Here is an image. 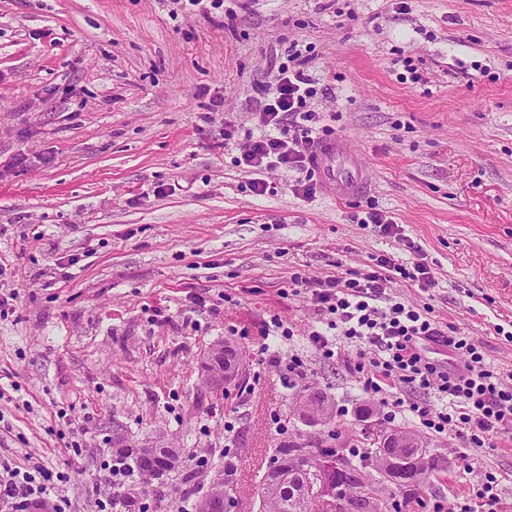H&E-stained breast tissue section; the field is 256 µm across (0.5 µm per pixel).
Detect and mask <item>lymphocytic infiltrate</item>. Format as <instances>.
<instances>
[{
    "mask_svg": "<svg viewBox=\"0 0 512 512\" xmlns=\"http://www.w3.org/2000/svg\"><path fill=\"white\" fill-rule=\"evenodd\" d=\"M316 94L302 65L279 66L273 86L258 106L260 134H247L237 145V162L253 173L251 187L256 195L271 192L263 174L273 169L296 173V193H314L309 172L315 139L312 114L306 106ZM399 276L422 288L435 284L425 263H415L409 270L385 255L376 257L371 271L350 277L293 275V284L305 288L319 314L327 318L326 331H312L313 344L327 350L326 332L336 328L347 338L369 340L380 353L356 366L366 390H398L395 406L407 408L426 428L438 433L451 429L467 446L485 447L499 434L512 430V382L492 370L478 347L466 338L443 332L426 311L390 297L387 290ZM423 341L445 346L450 354L462 357L461 372L430 362L421 353ZM415 389L435 391L441 407L405 402L402 391ZM49 494L48 485L20 468L0 470V500L17 501L20 512L45 504Z\"/></svg>",
    "mask_w": 512,
    "mask_h": 512,
    "instance_id": "f902f5d3",
    "label": "lymphocytic infiltrate"
}]
</instances>
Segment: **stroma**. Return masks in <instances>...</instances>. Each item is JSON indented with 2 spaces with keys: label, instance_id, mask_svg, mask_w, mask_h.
Wrapping results in <instances>:
<instances>
[{
  "label": "stroma",
  "instance_id": "obj_1",
  "mask_svg": "<svg viewBox=\"0 0 512 512\" xmlns=\"http://www.w3.org/2000/svg\"><path fill=\"white\" fill-rule=\"evenodd\" d=\"M294 44L319 137L347 138L363 167L355 197L295 195L287 171L266 175L277 195H255L224 142L228 122L238 140L259 132ZM382 254L425 260L436 281L392 296L512 371V0H0V463L51 471L52 506L98 512L120 489L133 512H188L230 461L234 512H262L280 444L363 448L370 409L374 429L446 459L418 496L381 484L387 512H453L487 472L512 512V432L468 448L390 416L391 395L352 369L375 346L313 345L320 317L292 273H363ZM277 322L289 337L261 353ZM221 340L247 370L217 399L201 360ZM307 388L332 421L298 420ZM118 432L177 449L179 467L115 487Z\"/></svg>",
  "mask_w": 512,
  "mask_h": 512
}]
</instances>
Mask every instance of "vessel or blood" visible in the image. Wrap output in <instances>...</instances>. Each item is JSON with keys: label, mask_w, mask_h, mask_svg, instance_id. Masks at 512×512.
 <instances>
[{"label": "vessel or blood", "mask_w": 512, "mask_h": 512, "mask_svg": "<svg viewBox=\"0 0 512 512\" xmlns=\"http://www.w3.org/2000/svg\"><path fill=\"white\" fill-rule=\"evenodd\" d=\"M351 147L346 139L330 138L315 144L314 168L324 194L332 199H343L363 190L362 174L345 171L343 162L349 161Z\"/></svg>", "instance_id": "vessel-or-blood-1"}]
</instances>
